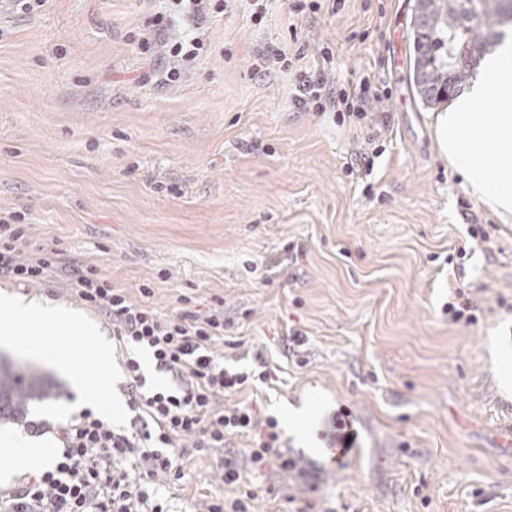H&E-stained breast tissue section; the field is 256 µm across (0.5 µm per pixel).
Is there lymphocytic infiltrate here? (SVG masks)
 Segmentation results:
<instances>
[{"instance_id":"f902f5d3","label":"lymphocytic infiltrate","mask_w":512,"mask_h":512,"mask_svg":"<svg viewBox=\"0 0 512 512\" xmlns=\"http://www.w3.org/2000/svg\"><path fill=\"white\" fill-rule=\"evenodd\" d=\"M167 13L156 16L157 34L165 38L168 65L164 82L180 81L206 49L202 36L175 35L179 22H204L224 13L225 0H167ZM334 55L321 47L314 60L304 49L275 48L257 54L251 72L280 69L293 74L288 93L301 112L331 115L337 125L369 123V142L389 129L391 115L370 78L338 83ZM26 216L0 210V279L26 288L52 278L65 281L80 302L102 312L112 323V335L122 354L127 376V405L132 417L125 426L112 425L92 410H84L57 428L62 445L58 457L39 472L0 491V512H168L150 489L152 481L176 483L183 479L176 450L201 452L223 447L228 436L250 437V462L269 463L293 471L297 459L284 451L285 443L274 417L261 416L247 405H228L226 394L242 390L252 381L268 382L272 370L256 354L252 372L226 367L215 351L224 336V302L206 309L185 308L164 318L145 301L133 303L123 288L114 287L93 263L69 260L58 249L24 250ZM148 352L156 372L168 376L166 388H151L138 357ZM228 494L205 502L203 512H253L260 497L245 487L236 462L221 463Z\"/></svg>"}]
</instances>
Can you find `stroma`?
<instances>
[{
    "label": "stroma",
    "instance_id": "obj_1",
    "mask_svg": "<svg viewBox=\"0 0 512 512\" xmlns=\"http://www.w3.org/2000/svg\"><path fill=\"white\" fill-rule=\"evenodd\" d=\"M288 0H271L263 26L239 8L203 24L207 50L179 82H144L136 49L162 0H49L42 13L0 19V209L26 213L28 245L96 263L133 302L148 283L165 316L181 297L224 300L229 324L215 347L248 367L263 353L274 381L226 396L280 422L303 473L255 468L251 440L183 459L180 484L156 483L172 512L225 496L218 465L235 457L266 494L256 512H512V447L482 395L485 338L512 310V224L472 196L441 156L435 109L412 83L415 0H346L288 30ZM327 45L338 80L370 76L387 92L392 132L371 175L346 164L368 129L296 111L292 76H257L266 47ZM232 57H225V48ZM486 226L473 244L468 228ZM297 263L275 265L292 243ZM471 253L461 269L447 256ZM478 305L471 324L443 310L456 289ZM27 298L78 309L104 339L112 324L54 282ZM305 337L288 349V332ZM35 368L58 396L0 430L77 415L71 379L50 362L0 347ZM357 438L326 453L321 432L338 407ZM303 416L302 430L285 420Z\"/></svg>",
    "mask_w": 512,
    "mask_h": 512
}]
</instances>
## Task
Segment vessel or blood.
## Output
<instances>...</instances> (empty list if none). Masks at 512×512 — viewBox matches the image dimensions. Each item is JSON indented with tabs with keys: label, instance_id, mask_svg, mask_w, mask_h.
I'll use <instances>...</instances> for the list:
<instances>
[{
	"label": "vessel or blood",
	"instance_id": "obj_1",
	"mask_svg": "<svg viewBox=\"0 0 512 512\" xmlns=\"http://www.w3.org/2000/svg\"><path fill=\"white\" fill-rule=\"evenodd\" d=\"M492 350L495 373L486 388L488 402L497 413V427L512 443V315L493 323Z\"/></svg>",
	"mask_w": 512,
	"mask_h": 512
}]
</instances>
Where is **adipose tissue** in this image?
<instances>
[{"label": "adipose tissue", "instance_id": "obj_1", "mask_svg": "<svg viewBox=\"0 0 512 512\" xmlns=\"http://www.w3.org/2000/svg\"><path fill=\"white\" fill-rule=\"evenodd\" d=\"M481 103L490 104V111H478ZM435 135L439 151L461 176L465 189L489 206L502 223L511 224L512 36L505 37L486 57L472 91L437 115ZM27 326L53 331L77 328L89 345L99 381H87L80 366L64 354H48L46 348L31 340L24 344L34 356H50L55 365L70 372L86 405L111 411L103 383L112 375V350L98 326L68 307L0 291V345L21 344L18 331Z\"/></svg>", "mask_w": 512, "mask_h": 512}]
</instances>
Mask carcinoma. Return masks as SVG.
Wrapping results in <instances>:
<instances>
[{"label":"carcinoma","mask_w":512,"mask_h":512,"mask_svg":"<svg viewBox=\"0 0 512 512\" xmlns=\"http://www.w3.org/2000/svg\"><path fill=\"white\" fill-rule=\"evenodd\" d=\"M512 26V0H417L413 83L428 107L454 98ZM58 394L42 372L0 362V420L20 421L29 406Z\"/></svg>","instance_id":"cac0c4a2"}]
</instances>
